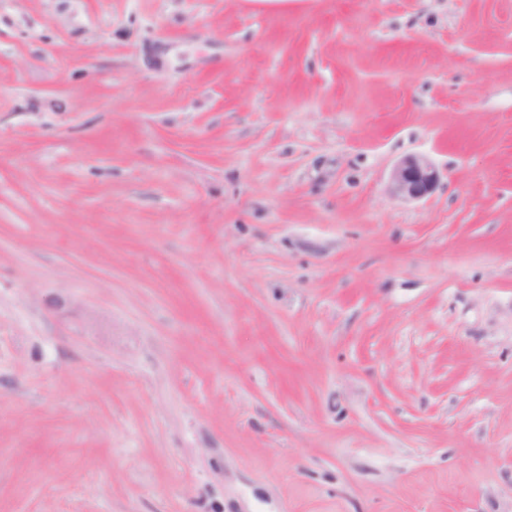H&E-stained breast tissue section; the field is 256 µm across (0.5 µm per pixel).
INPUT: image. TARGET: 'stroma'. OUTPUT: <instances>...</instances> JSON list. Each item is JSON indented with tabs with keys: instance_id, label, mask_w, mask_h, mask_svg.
Returning <instances> with one entry per match:
<instances>
[{
	"instance_id": "1",
	"label": "stroma",
	"mask_w": 512,
	"mask_h": 512,
	"mask_svg": "<svg viewBox=\"0 0 512 512\" xmlns=\"http://www.w3.org/2000/svg\"><path fill=\"white\" fill-rule=\"evenodd\" d=\"M0 512H512V0H0ZM438 179V172L428 158L413 156L394 166L387 192L405 201L418 200L435 187Z\"/></svg>"
}]
</instances>
